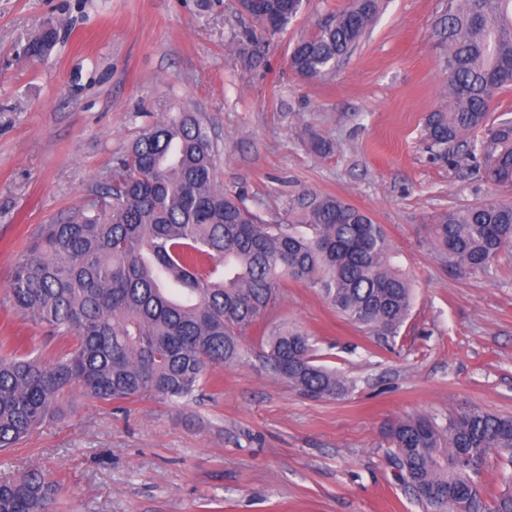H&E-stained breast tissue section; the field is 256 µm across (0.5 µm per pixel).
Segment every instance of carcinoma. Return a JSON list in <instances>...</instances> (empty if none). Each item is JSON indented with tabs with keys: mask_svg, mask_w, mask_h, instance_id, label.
Here are the masks:
<instances>
[{
	"mask_svg": "<svg viewBox=\"0 0 512 512\" xmlns=\"http://www.w3.org/2000/svg\"><path fill=\"white\" fill-rule=\"evenodd\" d=\"M249 15L273 37L302 0H259ZM380 0H350L289 54L299 75L318 79L354 51ZM448 101L429 113L424 136L439 154L472 140L469 157L486 179L512 187V120L490 101L512 86V0H448ZM47 30L27 46L44 54ZM238 58L264 57L250 31ZM217 153L194 112L148 125L112 166L86 208L40 227L9 287L12 309L71 338L51 359L32 351L0 356V450L55 417L79 385L102 403L152 394L186 402L207 370L237 361L242 336L270 314L283 282L318 289L349 322L394 334L411 311L409 279L394 263L382 225L339 197L308 192L283 222L264 221L216 181ZM442 261L460 274L486 273L512 250V201L488 198L429 216ZM224 265V278L216 279ZM269 371L309 398L334 397L347 380L317 363L301 330L277 325L256 339ZM394 476L427 512H512V496L486 505L479 478L491 456L512 467V416L473 409L439 421L419 415L390 424ZM55 488L35 468L0 480V512H52Z\"/></svg>",
	"mask_w": 512,
	"mask_h": 512,
	"instance_id": "1",
	"label": "carcinoma"
}]
</instances>
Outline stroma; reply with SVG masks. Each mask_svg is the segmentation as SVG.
I'll list each match as a JSON object with an SVG mask.
<instances>
[{
    "mask_svg": "<svg viewBox=\"0 0 512 512\" xmlns=\"http://www.w3.org/2000/svg\"><path fill=\"white\" fill-rule=\"evenodd\" d=\"M348 0H303L263 66L232 52L253 27L237 0H0V354L59 347L6 301L40 225L87 204L142 129L190 110L207 123L217 182L264 220L302 191L332 194L381 224L413 287L392 335L348 322L316 289L285 281L273 321L299 326L319 364L349 391L318 400L269 374L255 352L211 367L197 400L147 394L100 403L73 387L58 420L0 452V476L30 468L53 481V512H424L386 457L389 424L473 408L512 415V253L490 272L438 258L430 214L512 189L471 159L444 160L423 137L445 104L439 45L447 0H382L353 54L323 79L288 54ZM57 39L35 62L27 43ZM331 141L321 155L311 133Z\"/></svg>",
    "mask_w": 512,
    "mask_h": 512,
    "instance_id": "stroma-1",
    "label": "stroma"
}]
</instances>
